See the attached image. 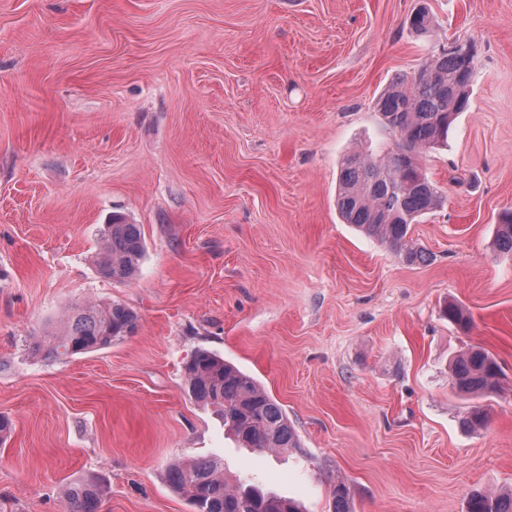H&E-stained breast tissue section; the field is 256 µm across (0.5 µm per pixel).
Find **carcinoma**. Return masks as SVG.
<instances>
[{"label":"carcinoma","instance_id":"cac0c4a2","mask_svg":"<svg viewBox=\"0 0 512 512\" xmlns=\"http://www.w3.org/2000/svg\"><path fill=\"white\" fill-rule=\"evenodd\" d=\"M471 80L454 52L443 48L430 54L412 76L392 81L376 101L397 147L356 151L339 173L336 205L344 222L388 245L410 264L426 261V254L409 238L410 225L445 201L424 172L421 158L447 144L451 125L468 105ZM496 246L512 257V211L500 215ZM143 254L138 225L121 215L112 216L101 232L98 272L113 281H128L139 270ZM444 313L461 328L471 327L460 306L450 304ZM138 323L137 312L122 303L77 305L55 331L32 337L29 350L35 356L65 360L111 346L133 334ZM184 375L188 397L218 408L224 425L243 447L288 453L300 448L285 409L251 375L204 349L186 361ZM452 377L457 390L471 396H490L499 390V367L482 349L459 356ZM487 422V410L479 405L470 407L462 418V426L472 432L485 428ZM167 480L194 512H303L302 504L292 498L241 484L229 486L224 463L215 458L173 463ZM100 496L97 482L77 481L66 490L68 512H98ZM332 498L333 512H352L345 482H336ZM467 512H512V493L476 491Z\"/></svg>","mask_w":512,"mask_h":512}]
</instances>
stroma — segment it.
<instances>
[{
	"label": "stroma",
	"mask_w": 512,
	"mask_h": 512,
	"mask_svg": "<svg viewBox=\"0 0 512 512\" xmlns=\"http://www.w3.org/2000/svg\"><path fill=\"white\" fill-rule=\"evenodd\" d=\"M427 9L422 36L410 18ZM477 48L468 108L423 159L445 203L408 264L343 223L338 173L389 143L375 103L448 43ZM512 0H0V512H192L177 460L332 512H466L512 491ZM146 252L128 282L93 261L113 213ZM119 302L137 331L63 361L31 337L70 307ZM472 319L462 332L448 302ZM492 354L486 428L451 359ZM200 348L253 376L303 449L239 447L184 392ZM496 234L498 251L512 258V211H505L500 215ZM101 490L93 480L77 481L71 484L65 494L68 512H98Z\"/></svg>",
	"instance_id": "1"
}]
</instances>
